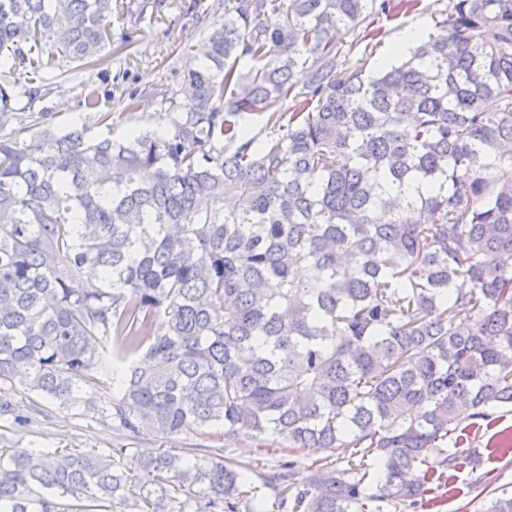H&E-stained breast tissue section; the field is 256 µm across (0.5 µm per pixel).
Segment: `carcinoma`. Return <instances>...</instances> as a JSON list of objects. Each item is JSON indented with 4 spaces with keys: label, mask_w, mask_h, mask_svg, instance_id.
<instances>
[{
    "label": "carcinoma",
    "mask_w": 512,
    "mask_h": 512,
    "mask_svg": "<svg viewBox=\"0 0 512 512\" xmlns=\"http://www.w3.org/2000/svg\"><path fill=\"white\" fill-rule=\"evenodd\" d=\"M421 4L236 0L166 123L114 140L19 116L106 58L112 0H0V385L105 384L129 437L350 451L280 464L270 510L222 448L0 450V512H383L481 461L448 445L512 405V0H448L367 74L334 40ZM287 99L257 143L246 116ZM345 456V452L341 449L334 451L323 448H304L299 451L295 458L297 461V478L307 476L310 470L322 465H332L337 470H343L347 467L346 462H344L346 459H343Z\"/></svg>",
    "instance_id": "cac0c4a2"
}]
</instances>
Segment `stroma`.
I'll use <instances>...</instances> for the list:
<instances>
[{
    "label": "stroma",
    "instance_id": "obj_1",
    "mask_svg": "<svg viewBox=\"0 0 512 512\" xmlns=\"http://www.w3.org/2000/svg\"><path fill=\"white\" fill-rule=\"evenodd\" d=\"M112 53L98 65L65 73L56 79L54 90L46 99L27 108L30 116L49 112L56 125L65 126L94 113L84 106L85 96L97 90L102 110L113 116L112 133L122 137L133 127L157 128L168 110L163 100L166 92H179L183 84L186 59L210 33L215 23L224 19L225 0H164L155 7L152 0H113ZM448 0H423L419 12L384 22L380 46L366 49L361 29L343 28L335 39L343 50L344 71L371 70L384 47L396 42L409 30L430 31L433 19ZM112 393L100 388L88 396V405L72 407L45 401L22 387L0 390V435L6 441L1 448L15 452L19 448H56L65 453L132 448L150 452L159 448L174 451L202 448L206 442L197 434H183L165 439L144 431L135 438L102 425L95 410L106 405ZM24 416L25 424L15 423ZM512 428V407L493 410L490 425L472 430L468 440L457 449L459 457L480 449L479 466H464L453 473V491L438 506L388 505L383 512H480L486 495L512 494V452L501 453L495 443L503 429ZM225 459L252 467L251 479L259 495L273 497L265 479L278 467L283 455L260 448L257 439L237 432L224 450Z\"/></svg>",
    "mask_w": 512,
    "mask_h": 512
}]
</instances>
